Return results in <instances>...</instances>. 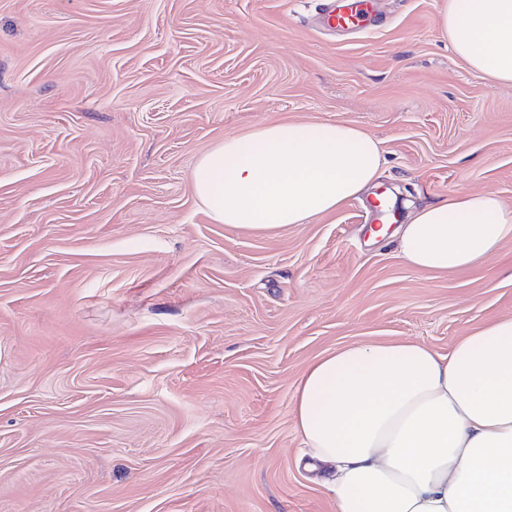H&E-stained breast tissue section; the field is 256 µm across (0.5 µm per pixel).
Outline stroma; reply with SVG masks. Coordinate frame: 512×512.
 <instances>
[{
  "instance_id": "stroma-1",
  "label": "stroma",
  "mask_w": 512,
  "mask_h": 512,
  "mask_svg": "<svg viewBox=\"0 0 512 512\" xmlns=\"http://www.w3.org/2000/svg\"><path fill=\"white\" fill-rule=\"evenodd\" d=\"M0 0V512H334L297 463L301 371L349 343L448 354L512 316V241L464 273L371 240L461 192L512 210V84L443 38V0ZM346 121L371 192L274 231L213 222L191 173L224 137ZM320 25L335 32H372L376 30L375 0H324Z\"/></svg>"
}]
</instances>
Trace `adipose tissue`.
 Segmentation results:
<instances>
[{
  "instance_id": "adipose-tissue-1",
  "label": "adipose tissue",
  "mask_w": 512,
  "mask_h": 512,
  "mask_svg": "<svg viewBox=\"0 0 512 512\" xmlns=\"http://www.w3.org/2000/svg\"><path fill=\"white\" fill-rule=\"evenodd\" d=\"M438 24L472 69L512 83V0H446ZM379 142L344 121H280L225 137L192 172L211 219L248 230L307 223L368 189ZM393 238L410 267L461 273L512 241L496 194L420 208ZM296 429L335 512H512V317L449 355L400 339L318 357L293 396Z\"/></svg>"
}]
</instances>
